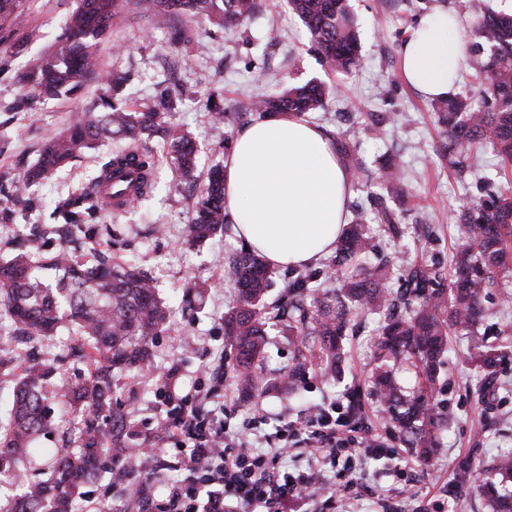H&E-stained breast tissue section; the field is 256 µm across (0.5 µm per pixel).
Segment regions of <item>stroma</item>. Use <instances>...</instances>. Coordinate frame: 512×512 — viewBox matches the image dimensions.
<instances>
[{
	"label": "stroma",
	"mask_w": 512,
	"mask_h": 512,
	"mask_svg": "<svg viewBox=\"0 0 512 512\" xmlns=\"http://www.w3.org/2000/svg\"><path fill=\"white\" fill-rule=\"evenodd\" d=\"M350 3L360 27L365 65L355 74L337 76L310 53L308 33L285 0H263L260 13L243 26L220 27L203 15L195 19L177 15L162 29L152 23L148 0H138L126 18L113 25L110 39L100 44L96 75L83 77L75 95L44 99L26 111L18 103L29 90L18 75L30 58L50 48L74 7V0H27L15 21L16 36L27 37V44L20 47L16 37L0 38V260L13 256L23 241L41 258L68 247L77 261L88 265L106 251L113 262L135 264L149 276L170 310L164 331L153 340L155 372L141 376L123 371L114 378V400L127 411L140 436L154 435L164 390L192 391L203 379L202 368L220 356L226 366L224 422L233 432L241 431L258 406L269 414L256 429L263 435L274 432L280 417L293 419L311 407L335 401L344 404L349 390L360 392L361 432L384 437L392 452L391 457L365 465L362 483L367 491L358 501L360 512H488L474 478L500 453L512 450V338L501 342L493 368L486 369L468 359L472 337H449L448 361L435 398L455 413L456 422L441 435L430 464L423 465L399 441L389 415L369 395L376 316L360 318L356 336L348 341L345 373L339 381H325L313 364L293 393L274 389L255 400H242L231 372L235 353L224 336V312L235 300L234 286L224 275V258L239 250L241 243L230 227L201 244L186 238L193 186L204 182L212 166L223 164L238 131L251 120L250 102L317 79L332 85L334 93L325 111L310 114V121L327 137L343 133L357 142L367 164L387 154L400 155L410 192L402 219L406 238H419L423 253L451 250L448 215L467 201L469 192L437 151L443 132L429 101L401 77L399 47L418 21L435 9L456 11L467 27L478 11L512 13V0ZM177 29L187 31L189 42L173 43ZM119 71L130 76L124 101L131 110H143L167 88L179 96L170 123L176 135L190 138L197 147L194 179L185 181L173 176L169 167H161L149 200L119 212L100 211L70 235H57L52 214L57 201L82 192L101 160L117 150V143L105 142L29 187L27 206L12 203L16 183L37 162L51 136L63 132L76 113L94 111L107 76ZM212 97L231 114L224 124L209 119L207 104ZM354 102L362 112L393 113L394 120L382 134L365 131L360 117L348 114ZM191 284L201 293L192 307L184 299ZM267 339V357L259 370L274 381L291 367L299 341L279 323L270 324ZM79 341L71 326L33 348L9 336L0 339V345L16 354L45 360L56 369L46 387V403L56 425L50 436L37 439V447H65L79 427V416L56 396L60 379L90 377L88 366L70 356ZM174 366L179 378L164 384L162 374ZM488 378L493 384L485 392L481 386ZM400 465L411 467V482L405 495L391 497L386 492L392 482L388 471Z\"/></svg>",
	"instance_id": "35a3bbf8"
}]
</instances>
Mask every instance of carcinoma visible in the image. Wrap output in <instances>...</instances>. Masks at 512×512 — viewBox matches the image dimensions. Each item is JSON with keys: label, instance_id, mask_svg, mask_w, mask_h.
Listing matches in <instances>:
<instances>
[{"label": "carcinoma", "instance_id": "carcinoma-1", "mask_svg": "<svg viewBox=\"0 0 512 512\" xmlns=\"http://www.w3.org/2000/svg\"><path fill=\"white\" fill-rule=\"evenodd\" d=\"M27 0H0V33L14 34V20ZM153 16L204 14L219 26L244 25L261 9L260 0H151ZM130 0H78L66 21L63 34L47 55L33 60L20 80L31 88L22 99L28 107L41 98L70 95L78 78L97 67V47L110 38L112 24ZM309 34L321 65L348 74L362 68L358 25L349 0H288ZM469 53L486 55L481 73L484 95L478 101L455 94L432 101L439 125L447 139L444 155L458 178H467L472 160L491 146L503 165H512V14L484 11L476 17ZM127 81L122 75L106 79L108 89L99 98L97 112L79 115L66 132L45 145L38 164L16 186V199L106 139L125 142L108 156L87 189L61 198L55 219L63 226L79 224L82 217L105 208L112 198L107 188L126 168L137 173L129 192L115 209L150 198L156 187V161L146 146L153 136L172 134L169 116L177 109L175 95L161 97L160 111L130 112L119 99ZM331 88L320 81L291 87L251 105L258 118L278 113L308 115L325 108ZM369 131L378 133L393 120L390 112H364ZM332 144L342 165L357 183L371 174L357 144L338 136ZM174 164L179 176L193 177L194 144L185 136L174 142ZM381 192L367 195V203L349 205L347 219L336 246L332 265L339 274L332 289L324 291L313 275L293 271L287 293L268 301L272 272L264 256L242 247L224 258V271L237 288L235 305L224 312V335L236 349L234 378L242 397L253 398L283 383L293 387L306 368L304 349L314 344L321 372L341 378L345 369L346 338L355 333L363 313L379 316L375 341L377 369L371 394L397 424L401 442L418 460L428 463L439 434L451 422V413L432 401L433 385L447 351L448 336L476 333L493 316L486 300L504 278L512 276V182L496 185L483 176L476 180V194L451 216L455 224V253L451 265L439 254L409 252L380 254L368 224L374 221L385 234L399 240L404 235L397 207L409 197L398 158L389 155L378 168ZM234 223L224 207V168L207 174L193 205L187 225L191 243H201ZM0 306L13 335L30 339L51 336L64 323L78 327L82 342L74 355L92 367L88 381L66 387L61 397L81 414L84 427L78 449H52L54 465L45 479L29 481L22 467L36 451L35 441L52 425L51 412L42 389L55 368L25 360L0 349V371L18 372L9 421L0 425V476L23 484L18 497L0 506V512H70L73 498L82 493L105 469V462L135 465L137 445L129 431L128 416L112 402L115 370L143 372L151 367L149 341L168 322V313L151 279L134 265L105 259L85 266L62 249L47 261L35 263L31 252L21 250L0 262ZM288 326V335L300 339L294 364L283 381L269 383L256 372L264 354L270 322ZM411 365L419 373V391L403 393L394 369ZM491 512H512V452L499 455L477 479Z\"/></svg>", "mask_w": 512, "mask_h": 512}]
</instances>
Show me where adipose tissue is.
Instances as JSON below:
<instances>
[{
  "instance_id": "obj_1",
  "label": "adipose tissue",
  "mask_w": 512,
  "mask_h": 512,
  "mask_svg": "<svg viewBox=\"0 0 512 512\" xmlns=\"http://www.w3.org/2000/svg\"><path fill=\"white\" fill-rule=\"evenodd\" d=\"M456 13L437 10L404 38V81L425 99L445 96L467 65ZM352 175L330 140L302 117L279 114L244 126L224 160V205L236 235L275 266L316 265L331 255L345 224Z\"/></svg>"
}]
</instances>
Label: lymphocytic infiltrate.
<instances>
[{"mask_svg": "<svg viewBox=\"0 0 512 512\" xmlns=\"http://www.w3.org/2000/svg\"><path fill=\"white\" fill-rule=\"evenodd\" d=\"M208 385L184 396L167 392L161 431L188 479L169 482L165 500L138 486L123 495L139 512H350L360 487L364 448L383 450L379 438L356 436L336 405L319 406L277 425L276 444L253 447L244 433H228L223 419L224 366L207 368ZM343 468L345 483L331 487L327 472Z\"/></svg>", "mask_w": 512, "mask_h": 512, "instance_id": "obj_1", "label": "lymphocytic infiltrate"}]
</instances>
